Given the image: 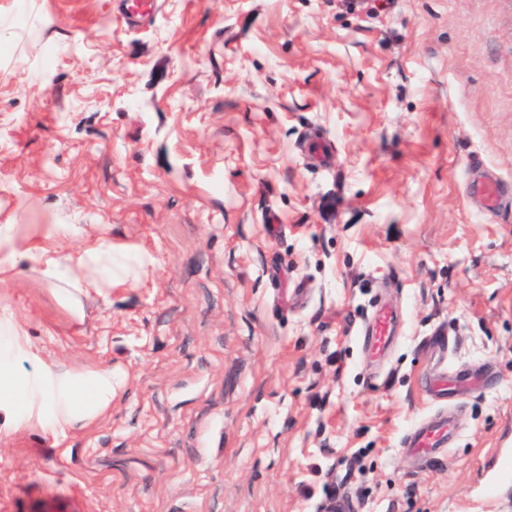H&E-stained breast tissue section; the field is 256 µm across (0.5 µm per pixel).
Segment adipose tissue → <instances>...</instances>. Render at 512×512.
<instances>
[{
	"instance_id": "adipose-tissue-1",
	"label": "adipose tissue",
	"mask_w": 512,
	"mask_h": 512,
	"mask_svg": "<svg viewBox=\"0 0 512 512\" xmlns=\"http://www.w3.org/2000/svg\"><path fill=\"white\" fill-rule=\"evenodd\" d=\"M29 270L49 283L70 279L76 289L100 288L112 280V244L95 241L74 251L49 255L42 246L16 243L13 227L0 225V273ZM26 350L21 327L0 316V426L10 432L36 425L56 441L89 427L112 404V368L77 371L35 359L32 371L19 368Z\"/></svg>"
}]
</instances>
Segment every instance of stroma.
I'll list each match as a JSON object with an SVG mask.
<instances>
[{
    "label": "stroma",
    "instance_id": "stroma-1",
    "mask_svg": "<svg viewBox=\"0 0 512 512\" xmlns=\"http://www.w3.org/2000/svg\"><path fill=\"white\" fill-rule=\"evenodd\" d=\"M331 152L315 163L307 146ZM505 187L480 212L471 171ZM79 224L139 280L73 318L0 285L31 352L111 365V409L60 445L0 432V512H512V0H0V225ZM401 310L364 366L373 300ZM487 373L455 443L404 461L434 405L422 344ZM119 1L118 14L129 25H137L148 20L154 12L156 0H116Z\"/></svg>",
    "mask_w": 512,
    "mask_h": 512
}]
</instances>
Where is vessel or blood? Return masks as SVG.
<instances>
[{"mask_svg":"<svg viewBox=\"0 0 512 512\" xmlns=\"http://www.w3.org/2000/svg\"><path fill=\"white\" fill-rule=\"evenodd\" d=\"M156 5L157 0H119L118 12L127 24L137 25L151 17ZM470 194L479 209L489 211L501 200V185L496 178L487 176L471 184ZM396 317V312L391 309L378 307L360 325L359 334L363 338L366 361L377 360L387 350L391 341V326ZM448 379L447 374L436 375L428 389L430 396L441 402V409L420 420L400 440L401 447L409 449L412 457L429 461L447 449L449 436L455 427L453 413L443 407L448 400Z\"/></svg>","mask_w":512,"mask_h":512,"instance_id":"obj_1","label":"vessel or blood"}]
</instances>
